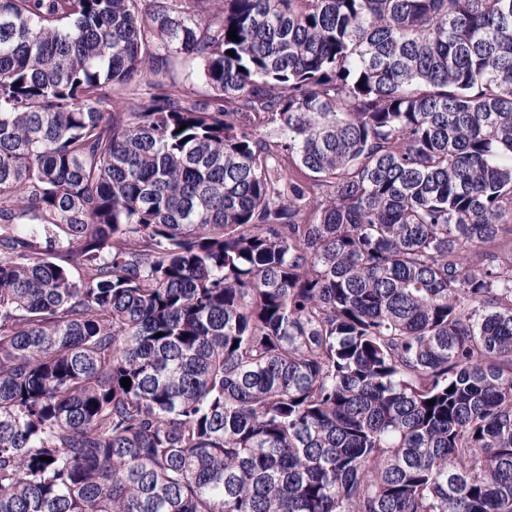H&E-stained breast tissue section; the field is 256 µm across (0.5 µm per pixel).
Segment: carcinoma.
<instances>
[{"mask_svg":"<svg viewBox=\"0 0 512 512\" xmlns=\"http://www.w3.org/2000/svg\"><path fill=\"white\" fill-rule=\"evenodd\" d=\"M0 512H512V0H0Z\"/></svg>","mask_w":512,"mask_h":512,"instance_id":"carcinoma-1","label":"carcinoma"}]
</instances>
